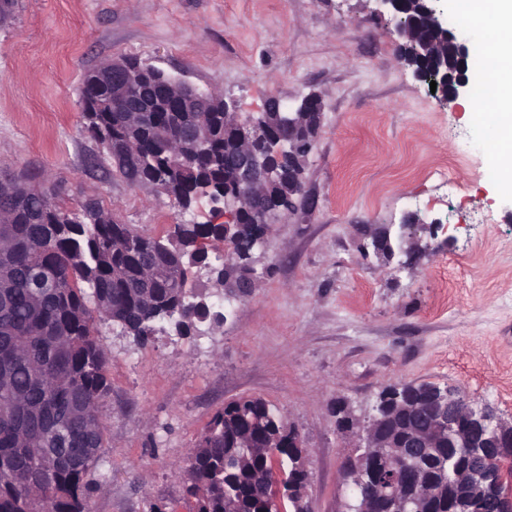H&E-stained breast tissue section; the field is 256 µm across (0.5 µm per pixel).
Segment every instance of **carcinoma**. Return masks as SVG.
<instances>
[{"label":"carcinoma","instance_id":"cac0c4a2","mask_svg":"<svg viewBox=\"0 0 512 512\" xmlns=\"http://www.w3.org/2000/svg\"><path fill=\"white\" fill-rule=\"evenodd\" d=\"M199 119L211 134L210 149L181 163L171 137ZM86 128L111 140L138 138L139 159L122 161L113 172L128 184L147 179L165 185L182 207L191 186L224 185L222 112H142L136 132L122 128L117 112H89ZM8 203L13 221L0 224V240L8 245L0 259V278L8 282L0 288V401L15 403L18 414L0 418V468L10 471L0 479V512H38L46 502L55 512H90L87 476L104 445L101 418L90 413L110 390L94 314L144 343L154 336L152 308L170 306L189 330L207 312L179 300L176 274L187 262H207V251L196 244L223 239L224 225L183 224L177 244L161 248L157 238L112 221L95 199L79 222L21 194ZM263 232L261 224L237 226V266L250 263L249 244ZM280 419L262 399L233 402L214 416L186 471L187 491L200 512H224L226 492L233 512H271L266 488L252 476L255 469L272 470L271 462L256 457L238 466L224 463V456L240 452L237 433L261 443L275 436ZM37 437L52 454L44 473L27 466V448Z\"/></svg>","mask_w":512,"mask_h":512}]
</instances>
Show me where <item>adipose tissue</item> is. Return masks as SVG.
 Wrapping results in <instances>:
<instances>
[{
    "label": "adipose tissue",
    "instance_id": "1",
    "mask_svg": "<svg viewBox=\"0 0 512 512\" xmlns=\"http://www.w3.org/2000/svg\"><path fill=\"white\" fill-rule=\"evenodd\" d=\"M459 16L486 29L479 94L469 110L491 122L496 143L491 160L503 186L512 185V0H453Z\"/></svg>",
    "mask_w": 512,
    "mask_h": 512
}]
</instances>
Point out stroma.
Wrapping results in <instances>:
<instances>
[{
  "label": "stroma",
  "instance_id": "obj_1",
  "mask_svg": "<svg viewBox=\"0 0 512 512\" xmlns=\"http://www.w3.org/2000/svg\"><path fill=\"white\" fill-rule=\"evenodd\" d=\"M371 0H17L0 22V169L57 184L71 209L92 197L139 232L218 224L207 198L191 208L96 166L84 130V73L135 57L261 112L317 92L323 128L308 158L313 208L278 216L255 251L257 282L225 305L209 267L187 288L215 315L138 344L97 323L110 390L99 403L104 446L92 470L91 512H196L183 470L215 414L254 396L279 410L309 450L310 512H345L351 436L336 405L368 419L396 383L465 390L512 417V188L492 143L465 108L442 105L400 58ZM481 143L471 154L468 144ZM421 232V258L385 259L365 228ZM227 319H218L224 307Z\"/></svg>",
  "mask_w": 512,
  "mask_h": 512
}]
</instances>
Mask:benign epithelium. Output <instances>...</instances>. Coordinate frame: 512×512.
<instances>
[{
	"instance_id": "benign-epithelium-1",
	"label": "benign epithelium",
	"mask_w": 512,
	"mask_h": 512,
	"mask_svg": "<svg viewBox=\"0 0 512 512\" xmlns=\"http://www.w3.org/2000/svg\"><path fill=\"white\" fill-rule=\"evenodd\" d=\"M423 1L428 3V25L438 41L452 50L450 58L456 62V72L438 66L416 68L414 74L427 84L436 82V98L448 105L469 91L470 47L458 31L448 30L441 0H372L373 13L385 21L399 47L411 56L446 62L450 58L434 54L430 45L413 38V25L419 19L417 5ZM98 79L109 88L112 111L132 118L151 111L164 99L174 100L182 112L224 111L231 153L224 168V193L210 195V201L213 211L223 213L227 224H242L253 214L259 223H270L267 200L280 181L279 166L286 161L304 170L325 112L319 94L305 96L295 110L278 99L267 101L256 127L264 140L259 149L256 135L250 133L252 124L242 121L234 106L211 91L127 58L100 66ZM184 139L190 141L194 153L208 151L209 138L202 126L187 129L179 137ZM246 277V286L225 289L224 298L231 301L250 293L255 284L253 268H248ZM400 389L399 385L387 388L379 397L375 414L366 422L338 410V429L358 440L344 464L354 500L348 505L349 512H422L444 487L462 489L469 512H483L488 499H503L504 466L512 461V418H498L489 408L475 406L460 389L436 383L428 384V402L411 409ZM282 436L299 454L290 473L274 469L278 512H285L287 502L294 512H308L304 502L307 449L291 425H285ZM445 438L454 449L482 458V465L448 466L450 457L442 450Z\"/></svg>"
}]
</instances>
